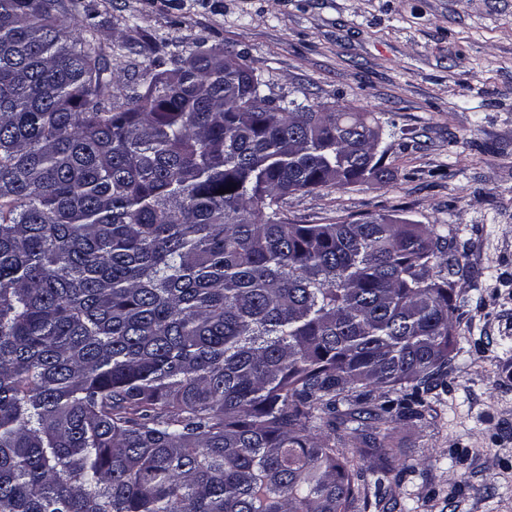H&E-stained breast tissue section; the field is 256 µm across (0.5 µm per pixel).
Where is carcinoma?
I'll use <instances>...</instances> for the list:
<instances>
[{
  "label": "carcinoma",
  "mask_w": 512,
  "mask_h": 512,
  "mask_svg": "<svg viewBox=\"0 0 512 512\" xmlns=\"http://www.w3.org/2000/svg\"><path fill=\"white\" fill-rule=\"evenodd\" d=\"M56 2L0 0V512H353L316 412L422 416L452 240L288 222L291 193L387 180L366 115L203 44L123 93Z\"/></svg>",
  "instance_id": "obj_1"
}]
</instances>
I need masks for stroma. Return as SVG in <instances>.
<instances>
[{"mask_svg": "<svg viewBox=\"0 0 512 512\" xmlns=\"http://www.w3.org/2000/svg\"><path fill=\"white\" fill-rule=\"evenodd\" d=\"M95 22L113 77L142 84L154 51L243 52L273 96L357 108L392 175L286 197L300 224L393 214L449 231L466 254L445 387L422 417L322 415L362 468L354 512H512V0H60ZM396 471L377 478L385 463Z\"/></svg>", "mask_w": 512, "mask_h": 512, "instance_id": "35a3bbf8", "label": "stroma"}]
</instances>
